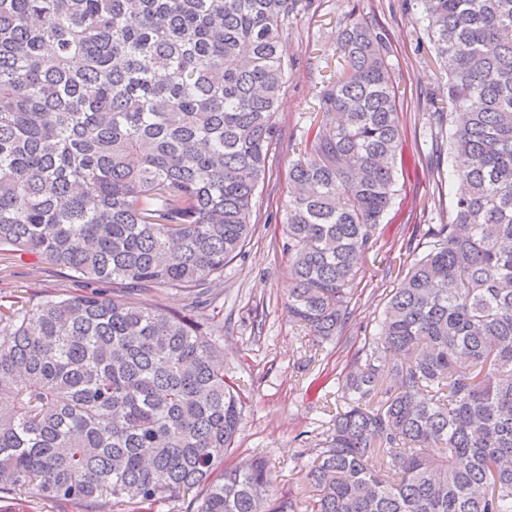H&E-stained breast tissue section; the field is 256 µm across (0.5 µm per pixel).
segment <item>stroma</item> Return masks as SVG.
<instances>
[{
    "label": "stroma",
    "mask_w": 512,
    "mask_h": 512,
    "mask_svg": "<svg viewBox=\"0 0 512 512\" xmlns=\"http://www.w3.org/2000/svg\"><path fill=\"white\" fill-rule=\"evenodd\" d=\"M360 18L385 38L398 91L406 163L396 181L382 232L366 254L353 290V316L339 336L323 345L288 316L293 281L282 248L283 214L293 190L288 163L317 129L318 96L340 70L336 39ZM288 83L278 107V135L272 168L260 186L255 233L243 254L224 270V281L203 298L175 290L137 293L135 300L163 305L203 322L219 339L224 370L243 390L246 407L235 457L264 456L273 464L279 490L303 496V466L311 440L336 414V379L364 342V326H376L399 268L421 255L429 225L448 221V167L430 155L429 114L444 99L436 55L414 10L405 0H311L288 19L285 41ZM85 283L32 256L14 260L0 273V303H38L49 293L79 295ZM322 385L313 394L312 381Z\"/></svg>",
    "instance_id": "stroma-1"
}]
</instances>
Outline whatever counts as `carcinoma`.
Listing matches in <instances>:
<instances>
[{"label": "carcinoma", "instance_id": "cac0c4a2", "mask_svg": "<svg viewBox=\"0 0 512 512\" xmlns=\"http://www.w3.org/2000/svg\"><path fill=\"white\" fill-rule=\"evenodd\" d=\"M302 0H0V251L112 295L0 304V492L75 512H512V0H415L447 77L448 223L428 233L314 436L311 495L224 467L243 399L202 325L136 291L204 294L246 246ZM288 171V313L323 342L394 201L403 144L382 35Z\"/></svg>", "mask_w": 512, "mask_h": 512}]
</instances>
